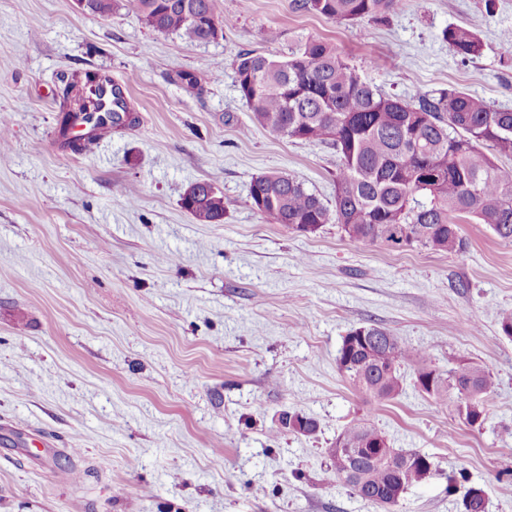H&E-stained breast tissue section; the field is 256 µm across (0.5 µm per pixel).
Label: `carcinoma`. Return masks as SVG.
I'll use <instances>...</instances> for the list:
<instances>
[{
    "label": "carcinoma",
    "mask_w": 512,
    "mask_h": 512,
    "mask_svg": "<svg viewBox=\"0 0 512 512\" xmlns=\"http://www.w3.org/2000/svg\"><path fill=\"white\" fill-rule=\"evenodd\" d=\"M122 0H85L83 11L102 20L115 14ZM143 23L160 34L207 44L216 40L213 25L224 26L219 0H130ZM402 0H293L297 12L339 22L384 20ZM442 41L455 55L478 57L484 43L466 27L442 31ZM232 67L253 124L281 137L319 142L336 150L339 159L332 205L304 184L283 173L254 178L249 199L269 224L313 233L335 224L353 245L391 250L424 249L458 254L466 243L458 219L465 214L487 225L502 241L512 242V173L499 161H512V109L495 107L464 91H425L407 102L368 83L359 69L329 44L303 43L284 60L251 51L238 52ZM106 77L83 73L79 83L61 91L60 135L72 152L104 129L135 123L128 105L109 102ZM197 193L185 207L200 224L224 219V196L209 182L192 184ZM339 370L361 394L392 398L402 391L401 369L415 366L414 385L429 396L453 390L458 414L469 427L481 426L497 389L493 374L466 365L446 380L431 368L426 350L404 344L374 323L355 327L343 337ZM288 430L312 437L317 423L300 412L283 417ZM385 435L362 419L350 421L336 436L345 448L354 477L343 480L373 505L396 506L407 490L431 472V458L420 452L398 462L364 452ZM463 512H486L481 491L468 488Z\"/></svg>",
    "instance_id": "cac0c4a2"
}]
</instances>
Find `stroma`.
I'll list each match as a JSON object with an SVG mask.
<instances>
[{"instance_id": "stroma-1", "label": "stroma", "mask_w": 512, "mask_h": 512, "mask_svg": "<svg viewBox=\"0 0 512 512\" xmlns=\"http://www.w3.org/2000/svg\"><path fill=\"white\" fill-rule=\"evenodd\" d=\"M220 5L223 37L197 44L126 7L103 20L76 0H0V512H380L329 457L355 417L434 462L394 512H462L452 471L484 491L486 512H512V338L500 329L512 243L472 219L452 256L266 223L253 178L282 172L328 202L337 156L253 125L232 68L238 51L284 59L313 38L384 93L455 88L512 108L499 49L512 0H404L383 22H337L292 0ZM455 26L478 33L481 56L442 42ZM77 70L128 81L137 119L84 154L50 134ZM198 181L222 193L223 221L183 208ZM366 323L425 348L440 374L493 373L482 427L463 423L455 398L415 388L410 366L394 398L354 391L338 350ZM286 411L314 419L317 435L285 429Z\"/></svg>"}]
</instances>
